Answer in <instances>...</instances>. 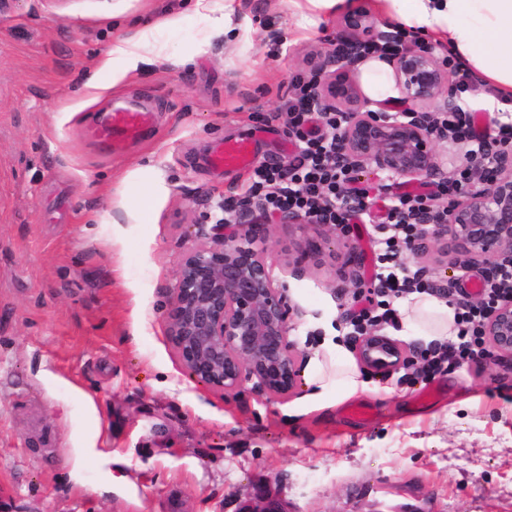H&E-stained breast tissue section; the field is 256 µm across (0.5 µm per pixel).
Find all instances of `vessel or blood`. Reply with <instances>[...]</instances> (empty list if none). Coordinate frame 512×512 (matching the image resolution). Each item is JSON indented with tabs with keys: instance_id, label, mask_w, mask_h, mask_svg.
I'll return each instance as SVG.
<instances>
[{
	"instance_id": "1",
	"label": "vessel or blood",
	"mask_w": 512,
	"mask_h": 512,
	"mask_svg": "<svg viewBox=\"0 0 512 512\" xmlns=\"http://www.w3.org/2000/svg\"><path fill=\"white\" fill-rule=\"evenodd\" d=\"M153 127V114L135 101L113 103L111 112L103 114L85 135L119 154L132 143L144 140ZM256 136L245 132L216 144L207 157L208 166L216 171H243L250 167L255 152Z\"/></svg>"
}]
</instances>
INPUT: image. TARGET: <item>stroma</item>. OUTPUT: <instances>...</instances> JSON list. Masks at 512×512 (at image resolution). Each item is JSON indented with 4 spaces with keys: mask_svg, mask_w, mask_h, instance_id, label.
<instances>
[{
    "mask_svg": "<svg viewBox=\"0 0 512 512\" xmlns=\"http://www.w3.org/2000/svg\"><path fill=\"white\" fill-rule=\"evenodd\" d=\"M166 12L181 21L153 31V65L79 107L81 82L113 42ZM301 14L287 0H235L229 39L192 0H0V512H237L258 486L287 512H512V358L414 378L425 344L403 335L401 300L376 330L401 341L410 363L362 369V397L377 406L363 424L344 404L309 399L305 370L285 399L249 381L212 391L168 341L167 297L201 243L197 225L251 184L246 171H211V145L260 130L269 140L255 166L297 154L290 82L345 34L341 11L312 25ZM118 95L147 104L156 126L114 156L84 130ZM355 176L371 205L343 231L360 270L340 247L301 257L332 226L263 227L305 360L331 329L355 347L348 315L374 288L377 201L407 183L371 167ZM401 261L452 305L491 273L456 269L434 241Z\"/></svg>",
    "mask_w": 512,
    "mask_h": 512,
    "instance_id": "obj_1",
    "label": "stroma"
}]
</instances>
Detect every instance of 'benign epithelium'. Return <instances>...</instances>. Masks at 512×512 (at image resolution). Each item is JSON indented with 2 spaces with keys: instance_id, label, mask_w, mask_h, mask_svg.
<instances>
[{
  "instance_id": "obj_1",
  "label": "benign epithelium",
  "mask_w": 512,
  "mask_h": 512,
  "mask_svg": "<svg viewBox=\"0 0 512 512\" xmlns=\"http://www.w3.org/2000/svg\"><path fill=\"white\" fill-rule=\"evenodd\" d=\"M346 37L320 54L315 68L317 102L344 115L339 158L355 170H378L411 179L440 173L432 140L456 141L454 133L436 124L437 113L455 107L451 75L435 48H405L385 54L401 99L412 105L414 118H390L381 104L362 95L354 66L372 49H384L393 27H379L364 10L343 16ZM490 178L462 193L440 219L429 209L419 217L427 226L412 244L427 249V239L443 243L454 266L466 270L478 263L512 265V149L490 141ZM267 214L260 201L243 198L237 223L216 219L200 224L197 234L209 243L185 254L170 289L165 315L167 336L181 366L198 382L232 391L252 381L260 392L286 398L295 389L301 362L289 340L294 308L275 285L273 262L256 245L257 229ZM277 223L303 227L316 223L295 211H281ZM491 353L512 356V301L498 305L484 326ZM361 365L388 374L407 363L398 341L378 333L356 345ZM253 506L241 512H286L279 499L259 492Z\"/></svg>"
}]
</instances>
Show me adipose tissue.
Listing matches in <instances>:
<instances>
[{
	"label": "adipose tissue",
	"mask_w": 512,
	"mask_h": 512,
	"mask_svg": "<svg viewBox=\"0 0 512 512\" xmlns=\"http://www.w3.org/2000/svg\"><path fill=\"white\" fill-rule=\"evenodd\" d=\"M390 15L399 25L419 33L446 35L448 44L461 59L479 70L488 82L512 89V0H388ZM179 15L168 14L143 22L142 26L113 43L101 59L99 70L109 76L85 81L79 95L87 102L100 101L107 89L134 78L148 63L147 38L156 28L173 27ZM420 326L416 338L430 342L447 335L454 324V313L446 301L414 295L411 305ZM324 348L336 355L335 370H327L320 359H313L310 384L313 401H323L328 389L350 397L365 390L367 384L354 364L344 343L325 339Z\"/></svg>",
	"instance_id": "adipose-tissue-1"
}]
</instances>
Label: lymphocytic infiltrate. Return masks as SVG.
<instances>
[{
	"label": "lymphocytic infiltrate",
	"instance_id": "f902f5d3",
	"mask_svg": "<svg viewBox=\"0 0 512 512\" xmlns=\"http://www.w3.org/2000/svg\"><path fill=\"white\" fill-rule=\"evenodd\" d=\"M313 101L310 86L301 85L288 109L299 154L288 165L255 170L250 190L253 195L263 196L269 211L293 209L314 213L326 224H351L365 215L368 191L355 187L354 176L338 158L342 115L317 110ZM432 196L403 192L388 202L382 221L388 234L376 244L377 296L418 292V283L405 274L399 258L412 244L418 215L428 209ZM504 300H512V266L495 268L484 282L477 303L458 305L454 341L430 345L418 375L428 379L444 367L488 358L484 324L494 306Z\"/></svg>",
	"mask_w": 512,
	"mask_h": 512
}]
</instances>
